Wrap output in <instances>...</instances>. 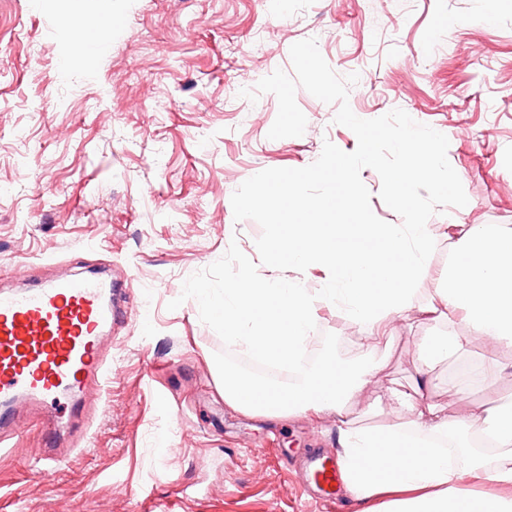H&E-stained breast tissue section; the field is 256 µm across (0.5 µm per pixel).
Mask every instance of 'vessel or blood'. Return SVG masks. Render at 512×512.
I'll use <instances>...</instances> for the list:
<instances>
[{
  "label": "vessel or blood",
  "mask_w": 512,
  "mask_h": 512,
  "mask_svg": "<svg viewBox=\"0 0 512 512\" xmlns=\"http://www.w3.org/2000/svg\"><path fill=\"white\" fill-rule=\"evenodd\" d=\"M127 319L122 291L108 278L61 274L22 291L0 292V446L11 447L36 411L71 399L83 418L85 391L102 385L109 366L104 338ZM68 449L47 442L40 456L53 476ZM341 463L316 455L309 481L318 498L332 499Z\"/></svg>",
  "instance_id": "1"
}]
</instances>
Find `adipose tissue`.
Instances as JSON below:
<instances>
[{
	"mask_svg": "<svg viewBox=\"0 0 512 512\" xmlns=\"http://www.w3.org/2000/svg\"><path fill=\"white\" fill-rule=\"evenodd\" d=\"M329 170L323 193L313 199L283 184L284 221L270 225L267 243L276 264L322 270L324 289L315 295L300 279L263 283L244 272L225 279L226 343L291 365L309 339L316 302L343 305L375 338L414 308V284L429 272L432 226L363 219L347 228L329 224L337 208H359L349 162L332 159ZM445 278L437 310L449 321L464 319L472 333L446 330L419 345L416 382L394 385L387 394L391 410L406 415L403 424L352 427L345 409L376 371H355L333 359L299 372L285 387L225 374V403L270 418L335 415L344 490L359 502L379 499L378 512H512V411L488 415L476 407L451 419L426 400L436 364L466 353L473 338L512 347V226L472 228ZM466 477L488 485V492L463 491Z\"/></svg>",
	"mask_w": 512,
	"mask_h": 512,
	"instance_id": "ef3b65f1",
	"label": "adipose tissue"
}]
</instances>
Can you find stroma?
Segmentation results:
<instances>
[{
  "label": "stroma",
  "mask_w": 512,
  "mask_h": 512,
  "mask_svg": "<svg viewBox=\"0 0 512 512\" xmlns=\"http://www.w3.org/2000/svg\"><path fill=\"white\" fill-rule=\"evenodd\" d=\"M80 37L93 53L75 50ZM308 38L339 77L358 74L357 117L400 108L449 140L468 202L430 219L426 304L460 247L449 225H512V0H0V289L103 266L130 281L128 321L105 341L108 379L86 399L89 438L47 480L50 425L28 428L17 453L0 452V512H362L343 492L312 500L294 467L307 449L336 453L334 417L226 406L224 325L191 294L240 271L323 286L319 270L262 264L260 226L231 204L264 169L310 165L327 141L358 145L337 104L306 90L304 134L278 140L276 97L239 95L291 71V46ZM447 325L410 314L366 355L346 342L359 326L317 305L319 358L378 368L349 407L356 424L403 423L387 390ZM465 364L477 378L461 394ZM428 395L451 417L511 408L512 348L474 341L436 366Z\"/></svg>",
  "instance_id": "1"
}]
</instances>
